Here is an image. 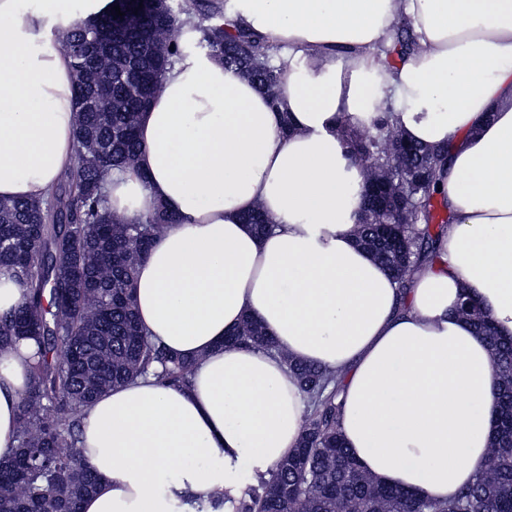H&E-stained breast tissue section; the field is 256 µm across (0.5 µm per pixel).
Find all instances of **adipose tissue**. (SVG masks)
Returning a JSON list of instances; mask_svg holds the SVG:
<instances>
[{
  "label": "adipose tissue",
  "instance_id": "ef3b65f1",
  "mask_svg": "<svg viewBox=\"0 0 512 512\" xmlns=\"http://www.w3.org/2000/svg\"><path fill=\"white\" fill-rule=\"evenodd\" d=\"M224 15L286 60L270 100L216 57L183 54L139 118L133 168L104 191L127 219L178 216L138 264L137 317L192 363L112 387L83 413L96 472L82 512H196L297 447L307 399L285 360L335 373L340 430L382 482L433 499L469 485L490 452L498 372L455 313L476 300L512 338V0H225ZM414 53L384 62L398 18ZM71 0H0V198H43L75 159ZM388 118L404 139L451 144L439 190L453 220L400 291L355 244L367 173L338 128ZM273 229L255 234L245 213ZM256 317L274 347H228ZM35 351L0 353V458Z\"/></svg>",
  "mask_w": 512,
  "mask_h": 512
}]
</instances>
